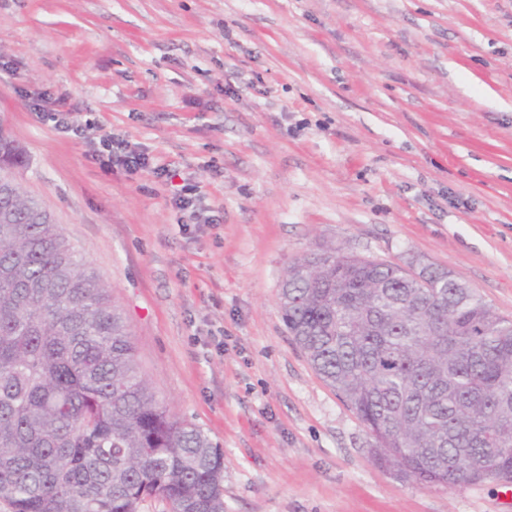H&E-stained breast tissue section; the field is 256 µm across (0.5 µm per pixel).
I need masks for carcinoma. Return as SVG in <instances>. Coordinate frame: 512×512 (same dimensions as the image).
Wrapping results in <instances>:
<instances>
[{
  "mask_svg": "<svg viewBox=\"0 0 512 512\" xmlns=\"http://www.w3.org/2000/svg\"><path fill=\"white\" fill-rule=\"evenodd\" d=\"M289 336L378 463L512 478V319L451 270L327 250L288 265ZM224 512V453L160 404L112 286L19 186L0 192V501L11 512Z\"/></svg>",
  "mask_w": 512,
  "mask_h": 512,
  "instance_id": "obj_1",
  "label": "carcinoma"
}]
</instances>
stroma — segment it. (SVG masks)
Instances as JSON below:
<instances>
[{"instance_id": "1", "label": "stroma", "mask_w": 512, "mask_h": 512, "mask_svg": "<svg viewBox=\"0 0 512 512\" xmlns=\"http://www.w3.org/2000/svg\"><path fill=\"white\" fill-rule=\"evenodd\" d=\"M0 120L158 401L223 448L224 512H512L378 464L278 308L333 249L448 267L512 318V0H0ZM107 133L148 167L106 166Z\"/></svg>"}]
</instances>
